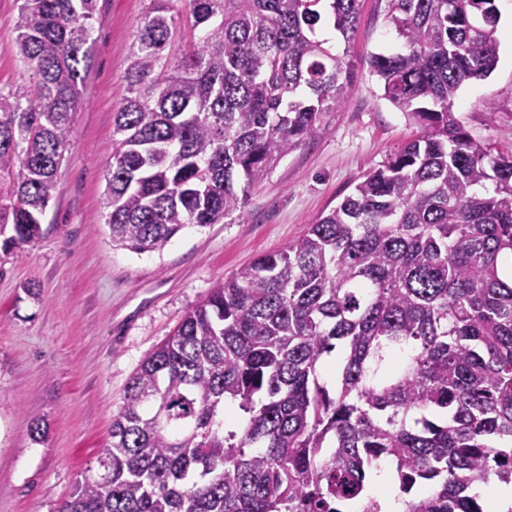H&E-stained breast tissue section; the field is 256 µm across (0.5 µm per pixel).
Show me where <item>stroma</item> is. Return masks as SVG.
<instances>
[{"instance_id":"obj_1","label":"stroma","mask_w":512,"mask_h":512,"mask_svg":"<svg viewBox=\"0 0 512 512\" xmlns=\"http://www.w3.org/2000/svg\"><path fill=\"white\" fill-rule=\"evenodd\" d=\"M148 5L97 0L75 138L43 216L45 234L21 254L0 256V512H59L96 469L128 382L187 310L220 279L302 235L419 131L369 71L371 55L394 38L388 2L360 0L346 46L351 92L249 188L233 223L185 228L160 251L113 246L105 174L127 58ZM19 6L0 0V88L27 92L13 46ZM453 110L476 141L512 154V40L501 39L487 79L463 84Z\"/></svg>"}]
</instances>
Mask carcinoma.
I'll return each instance as SVG.
<instances>
[{"instance_id":"obj_1","label":"carcinoma","mask_w":512,"mask_h":512,"mask_svg":"<svg viewBox=\"0 0 512 512\" xmlns=\"http://www.w3.org/2000/svg\"><path fill=\"white\" fill-rule=\"evenodd\" d=\"M97 0H22L0 91V251L42 237L75 135ZM360 0H150L113 122L104 224L144 253L234 221L247 189L353 86ZM397 47L371 56L419 127L306 232L218 281L128 382L98 472L60 512H487L512 482V155L453 106L499 60L496 0H388ZM243 188H238L239 183ZM178 6L181 11V16L178 17L176 29L170 44L171 56L175 57L180 56L184 45L190 39V28L186 21V15L189 12V2L188 0H182L178 3ZM497 480L492 481L483 489L490 488ZM488 499L492 512H506L512 506V483H499L494 485L489 492H482Z\"/></svg>"}]
</instances>
